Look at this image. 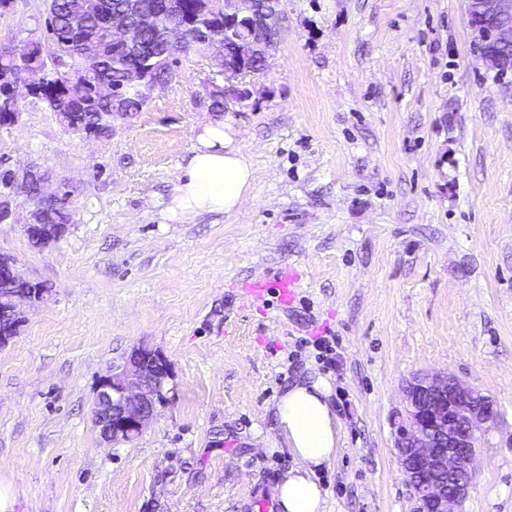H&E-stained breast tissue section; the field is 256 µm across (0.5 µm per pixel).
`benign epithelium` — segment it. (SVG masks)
<instances>
[{
  "instance_id": "obj_1",
  "label": "benign epithelium",
  "mask_w": 512,
  "mask_h": 512,
  "mask_svg": "<svg viewBox=\"0 0 512 512\" xmlns=\"http://www.w3.org/2000/svg\"><path fill=\"white\" fill-rule=\"evenodd\" d=\"M477 25L505 41H512V0H477ZM128 13L138 18V26L127 24L123 16L104 15L101 0H85L81 13L70 22L80 29L85 16L100 15L105 27L112 31V43L133 55L152 53L141 43L137 28H156L159 14L143 0H131ZM272 18L253 23L247 31L249 45L264 42ZM187 27L163 31L159 48L173 51L181 42ZM209 52L218 58L221 72L240 75L242 69L224 60V28L207 30ZM66 96L70 100L83 97L85 85L77 75H61ZM37 167L18 175L9 172V183L0 190V211L9 209L19 196L35 205L30 222L24 225L30 239L45 245L59 236L44 223L45 203L61 196L68 183L59 181L50 187L51 176L40 177L38 191L32 192ZM34 280L16 267L14 259L0 253V285L6 287L3 297L9 322L0 325V347L15 337L23 304L34 305L44 300L45 291L32 287ZM169 367L157 350L141 344L134 347L124 363L101 378L97 385L93 417L100 438L109 445L130 442L139 437L154 415L155 403L163 397ZM404 412L396 425V448L401 469L413 496L417 512H460L472 485L471 465L476 454L475 432L497 417L495 403L472 385L461 382L446 372L416 374L406 382Z\"/></svg>"
}]
</instances>
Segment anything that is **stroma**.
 I'll return each mask as SVG.
<instances>
[{
    "mask_svg": "<svg viewBox=\"0 0 512 512\" xmlns=\"http://www.w3.org/2000/svg\"><path fill=\"white\" fill-rule=\"evenodd\" d=\"M43 3L0 14V48L43 38ZM467 4L282 0L261 73L191 54L104 139L21 100L0 169L66 180L73 222L43 249L23 229L30 203L0 223V251L50 287L0 348L5 512H258L292 463L263 448L271 406L309 376L330 381L340 422L318 472L327 512H414L395 424L426 371L498 411L461 512H512V71L485 66ZM216 83L248 90L225 116L252 190L238 214L177 221ZM285 268L301 282L288 303L271 287ZM141 344L165 356L166 392L109 447L96 387Z\"/></svg>",
    "mask_w": 512,
    "mask_h": 512,
    "instance_id": "1",
    "label": "stroma"
}]
</instances>
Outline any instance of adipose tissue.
<instances>
[{
    "label": "adipose tissue",
    "mask_w": 512,
    "mask_h": 512,
    "mask_svg": "<svg viewBox=\"0 0 512 512\" xmlns=\"http://www.w3.org/2000/svg\"><path fill=\"white\" fill-rule=\"evenodd\" d=\"M254 171L230 121L214 117L199 125L192 154L169 206L177 218L240 211ZM325 378L292 384L273 406L275 431L291 458L271 489L279 512H325L317 468L336 457L340 423Z\"/></svg>",
    "instance_id": "1"
}]
</instances>
